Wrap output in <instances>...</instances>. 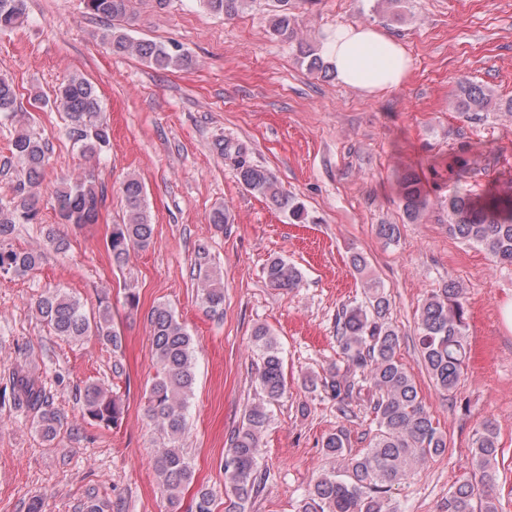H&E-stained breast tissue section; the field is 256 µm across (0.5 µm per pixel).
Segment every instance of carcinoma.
Listing matches in <instances>:
<instances>
[{
	"instance_id": "obj_1",
	"label": "carcinoma",
	"mask_w": 512,
	"mask_h": 512,
	"mask_svg": "<svg viewBox=\"0 0 512 512\" xmlns=\"http://www.w3.org/2000/svg\"><path fill=\"white\" fill-rule=\"evenodd\" d=\"M198 2L209 13L231 21L248 0ZM289 2L273 0L274 8L268 19L270 33L296 43L308 69L321 72L326 66L310 44L298 38ZM131 3L132 0H85V8L95 16L116 20L127 15ZM26 18L27 0H0L1 31L20 25ZM102 38L112 54L135 55L159 70H187L194 64L192 56L177 44L136 39L116 27L103 33ZM451 98L459 112H487L492 108L512 112V98L494 103L485 88L467 78L456 82ZM53 105L65 113L66 134L73 148L86 162L98 161L111 145L112 125L103 111L96 86L86 77L72 74L55 88ZM0 115L16 124L11 159L18 175L10 199L0 201V277L12 279L37 268L43 260V249H16L11 240L16 225L30 223L39 212L40 189L49 157L43 139L30 129V114L18 106L13 80L5 76H0ZM236 177L251 194L277 209L289 211L298 222L304 220V207L281 189L270 170L243 159L237 163ZM121 193L122 223L112 225L106 240L107 250L118 265L126 262L131 251L148 248L154 236L141 178L128 175ZM52 197L61 223L81 228L98 223L105 189L96 182L93 173L86 172L76 178H60ZM400 204L411 223L429 205L421 179L412 171L400 179ZM448 230L461 240L481 246L495 262L512 265V194L494 195L481 203L466 193L449 196ZM351 265L364 278L365 301L344 306L338 312L336 339L348 367L343 374H332L322 382V387L336 401V410L348 417L353 413L350 398L358 384L357 376H363L375 389L371 412L376 429L369 447L359 453L348 448L346 434L341 430L323 440L324 453L336 460V466L310 485L298 512H397L388 497L392 487L415 466L447 448L446 436L420 399L413 375L398 357L399 335L390 318V299L384 286L362 254L352 255ZM194 267L202 273V307L212 315L222 313L224 283L220 272L211 266L206 247H198ZM264 274L276 289L292 290L301 282L300 271L281 258L269 261ZM465 311V288L453 281L428 296L419 308L416 342L421 362L434 385L448 392L459 386L469 360ZM36 312L56 336L70 341L96 336L114 351L122 347V336L112 323V304L106 297L99 301L95 313L89 314L78 299L57 289L37 301ZM147 321L158 364L146 390V416L160 441L153 466L169 512H180L182 490L193 477L192 467L179 446L195 384L193 341L167 304L153 306ZM252 337L261 359L256 381L262 398L248 408L244 423L230 439L224 457V512H246L247 502L258 490L260 437L270 421L269 406L286 391L277 339L264 326L255 328ZM12 380L14 406L33 414V422L44 437L56 436L64 426V418L50 408L38 378L20 367L12 373ZM81 397L84 415L89 419L107 428L118 423L123 412L119 396L90 383ZM498 451L497 427L486 420L472 436V475H463L451 486L442 512H498ZM189 512H214L213 493L206 489L198 491Z\"/></svg>"
}]
</instances>
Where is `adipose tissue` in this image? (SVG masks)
I'll list each match as a JSON object with an SVG mask.
<instances>
[{"label": "adipose tissue", "mask_w": 512, "mask_h": 512, "mask_svg": "<svg viewBox=\"0 0 512 512\" xmlns=\"http://www.w3.org/2000/svg\"><path fill=\"white\" fill-rule=\"evenodd\" d=\"M323 51L338 81L369 97L400 87L412 72L404 46L370 25L338 24Z\"/></svg>", "instance_id": "adipose-tissue-1"}]
</instances>
